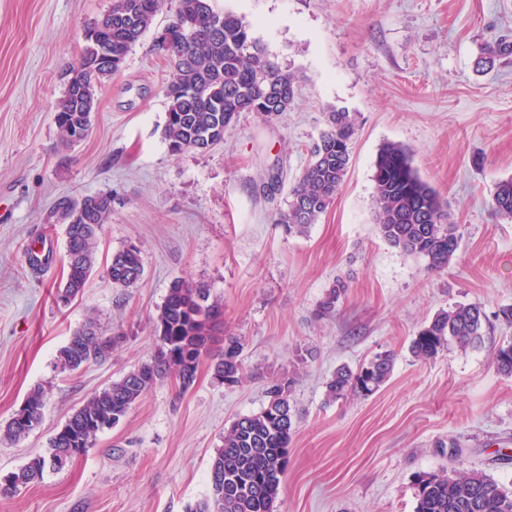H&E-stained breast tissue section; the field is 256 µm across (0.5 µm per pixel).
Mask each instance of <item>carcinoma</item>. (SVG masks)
Listing matches in <instances>:
<instances>
[{
	"label": "carcinoma",
	"mask_w": 512,
	"mask_h": 512,
	"mask_svg": "<svg viewBox=\"0 0 512 512\" xmlns=\"http://www.w3.org/2000/svg\"><path fill=\"white\" fill-rule=\"evenodd\" d=\"M162 0H112L111 10L89 31L81 60L88 72H68V86L55 114L62 141L71 145L84 139L95 112L96 87L117 72L131 47L154 24ZM172 23L181 29L166 48L165 59L173 76L165 88L167 98L163 137L171 152L197 151L224 141L225 131L243 112L269 116L286 112L294 101L295 76L270 59L252 36L243 18L213 8L212 0H177ZM355 119L338 110L330 115V128L311 149V158L289 192L287 208L274 222L298 234L317 222L338 193L350 162ZM373 201L379 235L390 245L426 261L429 272L448 267L461 245L458 225L433 187L422 179L404 147L383 145L375 160ZM491 210L512 220V178L496 185ZM112 214V195H86L64 203L66 224L65 276L56 293L77 298L95 266L99 231ZM140 248L127 244L112 253L107 277L115 288H132L143 277ZM345 285L333 286L319 305L326 316L335 308ZM224 304L210 298V289L185 278L174 279L153 318L158 349L122 378L95 392L76 409L49 440L47 451L32 458L0 480V497L15 496L40 481L46 471L63 469L94 447L99 434L116 426L128 411L157 384L174 380L177 394L192 387L203 359L211 362L214 378L225 383L242 379V343L223 335ZM490 319L476 303L458 304L437 313L413 338L414 358L427 362L456 347L462 351L482 344ZM115 342L94 319L76 330L58 353L56 368L75 373L104 360ZM395 364L391 351L375 355L353 371L345 366L327 382L332 400L349 395L370 396L390 378ZM493 364L512 375V341L500 344ZM289 382L268 389V402L259 412L235 420L224 432L210 469V493L187 512H274L282 478L288 466V444L295 410L288 400ZM45 395L31 389L5 426L0 438L17 441L41 426ZM415 512H512V489L482 470L429 474L415 483Z\"/></svg>",
	"instance_id": "obj_1"
}]
</instances>
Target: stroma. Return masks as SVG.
I'll use <instances>...</instances> for the list:
<instances>
[{
  "instance_id": "35a3bbf8",
  "label": "stroma",
  "mask_w": 512,
  "mask_h": 512,
  "mask_svg": "<svg viewBox=\"0 0 512 512\" xmlns=\"http://www.w3.org/2000/svg\"><path fill=\"white\" fill-rule=\"evenodd\" d=\"M243 17L253 37L296 78L287 112L242 113L211 150L170 152L162 134L171 71L155 48L176 0L121 68L96 89L93 129L63 147L55 122L84 34L112 0H0V426L28 391L46 392L44 420L0 440V476L45 453L68 416L96 391L147 362L151 319L179 276L224 301V330L240 337L246 371L194 386L151 389L94 448L45 473L0 512H187L209 492L224 432L260 411L272 381L291 379L298 416L275 512H415L418 476L484 470L512 488V376L492 362L512 326L493 323L481 346L417 361L410 342L439 310L512 306V222L493 215L498 182L512 178V0H212ZM337 109L356 119L351 161L334 200L305 234L275 223ZM406 147L462 235L460 254L430 273L377 232L374 164L380 147ZM112 196L95 271L82 297L60 306L65 223L60 204ZM50 239L53 262L25 250ZM140 250L136 288L112 287L105 261ZM344 282L335 311L318 317ZM121 332L103 362L68 375L59 349L88 319ZM396 355L368 397L328 400L337 367Z\"/></svg>"
}]
</instances>
